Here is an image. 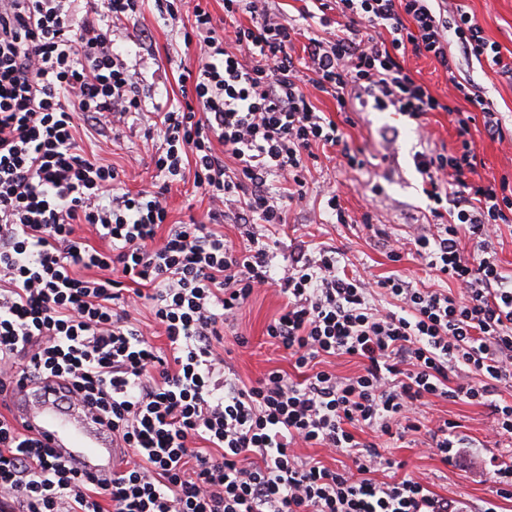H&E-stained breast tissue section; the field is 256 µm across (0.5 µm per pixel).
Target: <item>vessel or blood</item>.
I'll return each mask as SVG.
<instances>
[{
    "instance_id": "b4317fda",
    "label": "vessel or blood",
    "mask_w": 512,
    "mask_h": 512,
    "mask_svg": "<svg viewBox=\"0 0 512 512\" xmlns=\"http://www.w3.org/2000/svg\"><path fill=\"white\" fill-rule=\"evenodd\" d=\"M11 410L14 418L45 444L79 460L87 474L98 478L117 467L121 451L88 409L65 407L47 389L18 384Z\"/></svg>"
}]
</instances>
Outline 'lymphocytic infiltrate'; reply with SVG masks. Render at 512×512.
I'll use <instances>...</instances> for the list:
<instances>
[{
  "label": "lymphocytic infiltrate",
  "instance_id": "obj_1",
  "mask_svg": "<svg viewBox=\"0 0 512 512\" xmlns=\"http://www.w3.org/2000/svg\"><path fill=\"white\" fill-rule=\"evenodd\" d=\"M75 2L0 10V405L15 380H54L63 399L96 411L124 457L96 485L0 412V512H458L423 482L373 474L387 463L385 438L420 435L445 459L462 447L457 423L418 419L432 397L489 406L493 433L512 435V402L496 399L512 387V273L494 243L512 223V181L477 178L471 127L506 133L459 60L487 62L510 82L512 61L448 0H310L304 19L336 28L299 54L297 26L277 15L220 32L202 0H153L166 21L191 8L183 40L197 67L180 72V99L154 103L162 143L133 194L75 132L139 114L138 77L111 23L145 0H102L83 17ZM409 53L438 64L448 98L416 80ZM315 90L338 111L395 112L419 128L448 114L455 146L413 156L432 226L414 246L459 295L349 274L333 247L281 262L280 240L254 232L305 202L313 146L364 165ZM189 168L211 207L206 220L172 224L165 197ZM229 213L243 248L224 237ZM83 224L98 245L78 235ZM274 285L284 304L266 333L298 376L272 370L247 385L226 372L224 330ZM133 296L165 347L132 316ZM340 355L360 359V371L326 369ZM456 371L472 381L452 384ZM301 445L347 457L355 475L299 457Z\"/></svg>",
  "mask_w": 512,
  "mask_h": 512
}]
</instances>
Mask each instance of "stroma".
<instances>
[{
	"label": "stroma",
	"instance_id": "35a3bbf8",
	"mask_svg": "<svg viewBox=\"0 0 512 512\" xmlns=\"http://www.w3.org/2000/svg\"><path fill=\"white\" fill-rule=\"evenodd\" d=\"M472 14L489 40L496 42L503 57H512V0H458ZM112 36L128 51L126 61L141 78L140 94L144 105H152L163 97L180 94L177 83L179 65L195 62L194 47L185 46L175 24H164L154 4L145 5L131 20L112 25ZM461 76L478 83L501 111L508 128L512 129V84L507 83L489 67L471 60L461 61ZM354 122L345 125L351 149L362 151L367 164L353 169L337 157L332 149L318 150V160L306 175L308 203L303 210L290 211L288 224L282 227V254H289L311 243L340 249L350 269L367 278L400 274L416 288H445L458 294L452 280L436 277L417 258L413 249H406L400 261H391L384 247L388 238H410L423 229L425 199L420 177L412 157L416 151L453 147L456 133L447 113L430 115L426 126L417 130L392 112H357ZM151 114L126 117L112 128L111 142H103L93 132L81 129L77 140L85 151H97L122 170L127 189L143 187L146 169L159 145L157 135L149 134ZM393 126L399 131L393 144H385L379 132ZM477 154V174L481 178L505 176L512 179V140L498 141L486 136L482 126L472 129ZM342 185V205L351 216L348 224L331 223L319 193L325 179ZM379 184L381 193L370 191ZM170 223L187 220L188 216L203 218L209 207L206 196L193 186L192 179L173 184L166 199ZM370 213L372 227L361 224L363 213ZM282 298L277 291L259 292L243 308L236 330L227 331V357L244 381L262 377L267 371L279 369L292 373L293 368L266 334L268 323L279 313ZM247 340L238 346L236 336ZM422 423L450 420L459 423L465 448L459 449L451 461H443L437 452H420L414 443L397 442L386 449L387 458L398 462L395 470L380 468L374 478L388 482L392 478L411 477L427 483L439 496L466 505L468 512H479L483 502L495 500L499 512H512V497L496 494L494 470L500 463L512 460V437L491 436V411L483 405L453 399H430L420 409Z\"/></svg>",
	"mask_w": 512,
	"mask_h": 512
}]
</instances>
